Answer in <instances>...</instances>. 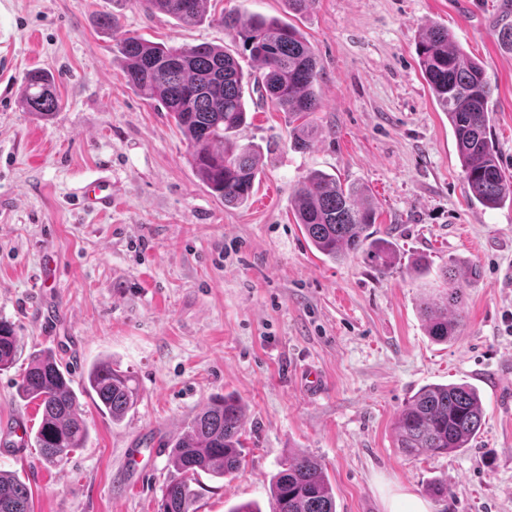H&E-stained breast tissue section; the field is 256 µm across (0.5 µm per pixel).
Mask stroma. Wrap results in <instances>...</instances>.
<instances>
[{
  "mask_svg": "<svg viewBox=\"0 0 512 512\" xmlns=\"http://www.w3.org/2000/svg\"><path fill=\"white\" fill-rule=\"evenodd\" d=\"M292 20L321 75L318 132L293 147L288 115L246 88L251 122L239 141L259 148L248 202L224 206L197 179L189 149L163 107L125 79L112 53L128 34L153 42L221 45L244 73L254 64L216 19L230 9ZM120 13L112 34L100 14ZM207 21L179 27L128 0H0V320L20 343L0 371V433L14 418L37 428L42 410L17 395L33 356L53 353L80 388L108 356L132 376L134 411L118 424L81 397L85 447L61 469L37 449L0 453V469L33 493V512H159L171 472L163 441L181 434L211 396L245 406L242 466L201 475L197 512L246 502L271 512L272 476L289 455L318 457L336 512H390L411 497L428 512H512V204L470 200L453 132L418 64L427 25L448 27L494 89L491 133L512 175V0H315L301 16L286 0H208ZM50 70L60 107L46 120L21 104L26 73ZM109 164L110 212L75 195ZM365 187L375 228L398 262L381 275L363 254L331 262L296 224L292 196L309 171ZM466 280L465 324L437 343L418 313L417 256ZM58 318L47 332L45 306ZM324 386L305 396L298 377ZM466 382L484 416L472 448L408 457L395 420L421 387ZM447 482L448 498L428 494Z\"/></svg>",
  "mask_w": 512,
  "mask_h": 512,
  "instance_id": "stroma-1",
  "label": "stroma"
}]
</instances>
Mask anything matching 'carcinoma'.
Segmentation results:
<instances>
[{"label": "carcinoma", "instance_id": "carcinoma-1", "mask_svg": "<svg viewBox=\"0 0 512 512\" xmlns=\"http://www.w3.org/2000/svg\"><path fill=\"white\" fill-rule=\"evenodd\" d=\"M207 0H139L151 13L175 19L181 27L202 22ZM238 37L243 51L258 63L253 81L237 58L222 46H166L140 36L117 44L127 83L157 99L180 128L190 148V162L201 184L226 206L246 202L258 178L259 157L252 145H241L247 125L245 86L288 113L294 145L309 146L316 129L312 116L320 106L316 86L319 61L298 27L277 18L236 9L219 18ZM422 75L441 111L448 116L469 196L485 207L512 203V178L497 160L491 134L492 87L484 65L452 40L448 29L423 28L418 40ZM22 103L43 119L59 108L54 76L41 69L28 72ZM293 210L311 245L324 257L342 261L362 252L372 268L386 273L396 262L395 244L374 237L377 209L364 190L345 186L335 176L311 171L293 194ZM437 287L443 298L424 295L418 308L428 336L438 343L455 338L465 306L459 275L445 266ZM19 341L12 326L0 321V370L16 361ZM82 392L97 409L121 422L135 408L138 392L112 360L91 364ZM24 401L38 402L41 421L33 435L40 461L64 467L70 454L85 446L90 430L70 373L50 352L33 357L18 385ZM244 408L233 395L214 396L193 416L186 430L167 441L175 475L168 481L160 512H197L195 485L200 473L232 475L241 466ZM483 407L476 387L468 383L430 384L419 389L396 419V446L409 457L449 454L472 447L481 427ZM273 512H336L332 485L320 460L296 453L271 478ZM0 512H31V489L17 476L0 471Z\"/></svg>", "mask_w": 512, "mask_h": 512}]
</instances>
